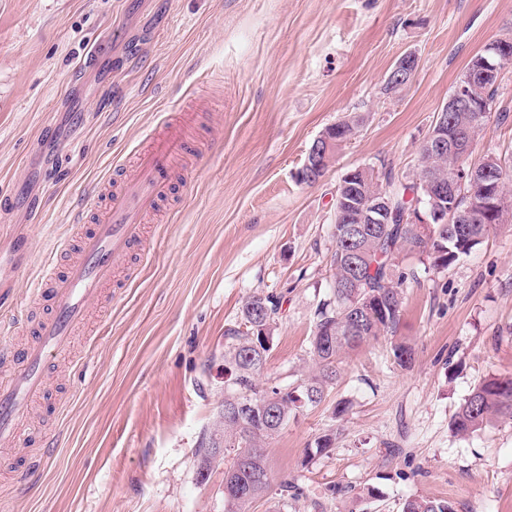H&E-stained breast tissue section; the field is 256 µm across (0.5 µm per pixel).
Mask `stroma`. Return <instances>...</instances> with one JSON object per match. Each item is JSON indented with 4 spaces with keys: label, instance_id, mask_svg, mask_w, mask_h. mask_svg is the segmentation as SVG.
<instances>
[{
    "label": "stroma",
    "instance_id": "obj_1",
    "mask_svg": "<svg viewBox=\"0 0 512 512\" xmlns=\"http://www.w3.org/2000/svg\"><path fill=\"white\" fill-rule=\"evenodd\" d=\"M511 33L512 0H0L1 295L25 297L46 242L113 164L131 172L147 127L184 110L200 138L147 220L137 280L93 300L95 336L52 359L30 419L59 439L26 486L0 448V512H224L225 331L248 297L276 296L256 382L307 372L341 176L368 164L415 176L470 57ZM409 51L416 74L385 93ZM498 105L508 118L487 124L474 157H512V63ZM348 115L363 118L356 137L317 184L300 182L314 139ZM404 264L419 280L395 333L350 351L324 402L266 446L272 476L303 490L286 512H401L412 496L512 512V420L449 427L482 378L512 375V222L448 269ZM325 434L329 453L307 459Z\"/></svg>",
    "mask_w": 512,
    "mask_h": 512
}]
</instances>
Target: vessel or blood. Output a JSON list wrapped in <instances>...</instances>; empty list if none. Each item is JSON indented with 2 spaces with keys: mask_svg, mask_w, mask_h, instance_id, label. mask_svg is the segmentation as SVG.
Instances as JSON below:
<instances>
[{
  "mask_svg": "<svg viewBox=\"0 0 512 512\" xmlns=\"http://www.w3.org/2000/svg\"><path fill=\"white\" fill-rule=\"evenodd\" d=\"M184 115L166 114L146 131L133 156L134 173L108 191L84 194L69 234L51 247V260L30 288L28 308L0 316V329L31 331L25 345L0 344V446L24 450L14 482L31 475L29 414L46 386V365L88 327L89 305L104 289L122 288L134 269L126 258L144 236V220L169 191L167 178L186 155Z\"/></svg>",
  "mask_w": 512,
  "mask_h": 512,
  "instance_id": "1",
  "label": "vessel or blood"
}]
</instances>
